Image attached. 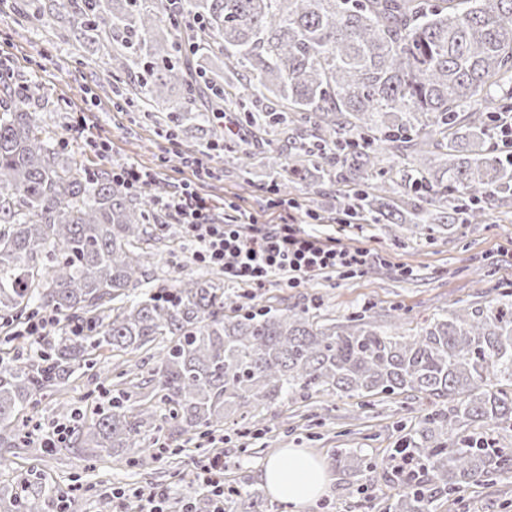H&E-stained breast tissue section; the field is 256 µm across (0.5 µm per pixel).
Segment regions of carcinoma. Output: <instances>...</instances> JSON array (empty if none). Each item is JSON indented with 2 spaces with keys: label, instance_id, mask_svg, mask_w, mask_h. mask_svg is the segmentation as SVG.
<instances>
[{
  "label": "carcinoma",
  "instance_id": "obj_1",
  "mask_svg": "<svg viewBox=\"0 0 512 512\" xmlns=\"http://www.w3.org/2000/svg\"><path fill=\"white\" fill-rule=\"evenodd\" d=\"M71 11L88 52L104 38L92 23L126 32L161 61L131 94L177 125L209 129L210 113L258 109L270 91L278 109L249 117L251 145L266 127H288V144L247 150L237 167L248 181L254 162L286 193L301 183L310 199L336 188V211L358 224H411L452 235L466 219L512 211V157L490 147L508 120L512 96V0H59L43 11ZM199 24L178 31L168 18ZM247 66L227 94L220 65ZM180 91L177 100L171 99ZM31 97L14 81L0 95V312L48 309L59 340L36 360L0 359V444L15 448L18 415L79 369L113 376L112 397L91 422L67 409L76 440L130 464L170 461L182 437L206 439L230 423L242 439L284 394L368 398L406 395L429 407L406 435L422 475L383 506L364 512H443L449 497L512 473V448H488L476 425L512 432V290L461 305L401 332L373 320L372 302L339 321L321 303L279 307L264 296L243 311L241 293L219 279L179 280L164 293L147 267L165 247V217L100 172L49 146ZM165 346L148 376L129 387L126 355ZM112 352L99 365L97 352ZM153 447H143L147 434ZM140 449L137 459L126 450ZM354 474L373 465L340 455ZM214 497L188 512H213ZM265 512L258 493L224 487V512ZM0 512H42L40 497L0 488Z\"/></svg>",
  "mask_w": 512,
  "mask_h": 512
}]
</instances>
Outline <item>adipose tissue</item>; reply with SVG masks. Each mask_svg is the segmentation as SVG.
<instances>
[{
    "mask_svg": "<svg viewBox=\"0 0 512 512\" xmlns=\"http://www.w3.org/2000/svg\"><path fill=\"white\" fill-rule=\"evenodd\" d=\"M262 480L276 499L300 505L324 491L327 474L310 453L286 448L266 460Z\"/></svg>",
    "mask_w": 512,
    "mask_h": 512,
    "instance_id": "adipose-tissue-1",
    "label": "adipose tissue"
}]
</instances>
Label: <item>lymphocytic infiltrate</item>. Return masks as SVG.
<instances>
[{
    "instance_id": "lymphocytic-infiltrate-1",
    "label": "lymphocytic infiltrate",
    "mask_w": 512,
    "mask_h": 512,
    "mask_svg": "<svg viewBox=\"0 0 512 512\" xmlns=\"http://www.w3.org/2000/svg\"><path fill=\"white\" fill-rule=\"evenodd\" d=\"M192 178L175 191L157 196L154 206L177 224L181 238L200 264L221 271L228 284H246L262 291L275 279L295 288L325 270L347 274L378 262L367 247L348 248L340 241L319 239L301 229L291 203L273 201L276 221L257 224L254 217L235 208L218 211L197 184L211 171L200 160L188 164Z\"/></svg>"
}]
</instances>
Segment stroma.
I'll use <instances>...</instances> for the list:
<instances>
[{
	"label": "stroma",
	"mask_w": 512,
	"mask_h": 512,
	"mask_svg": "<svg viewBox=\"0 0 512 512\" xmlns=\"http://www.w3.org/2000/svg\"><path fill=\"white\" fill-rule=\"evenodd\" d=\"M16 10L0 18V61L16 80L30 90L41 107L47 141L62 157L82 162L90 171L111 169L133 162L160 171L169 188L189 178L180 158L168 152L170 140L181 150H201L207 143L202 132L193 138L176 134L165 113L151 112L143 103L126 102L125 93L134 81L143 79L154 59L140 57L136 68L118 76L108 72L112 42H105L95 55H88L69 29L64 15L44 22L35 8L49 0H16ZM82 114L93 136L110 141L112 151L103 157L77 141L68 127L75 114ZM215 178L200 183L202 193L221 203L239 202L242 211L267 223L273 215L267 187L269 173L255 171L256 188L246 201H239L240 177L232 154L216 158ZM310 232L331 236L349 247H368L385 258V265H372L363 273L342 277L317 276L300 287L279 282L267 287L268 294L294 304L313 294L324 297L327 317L340 318L357 304L370 300L376 305L378 324L389 320L391 305L407 315L406 328L449 313L456 302L479 300L482 293L512 289V217L491 219L483 224H459L453 236L435 241L412 237L407 227L396 224H313ZM171 250L155 259L156 278L151 287L169 286L172 279L188 276L198 264L184 250L174 227H167ZM101 379L95 371H77L71 386L61 393L42 396L34 408L25 411L34 428L24 448L0 447V485L39 492L43 512H101L102 493L162 492L169 500L186 501L201 492L196 473L205 464L199 440L190 441L181 455L180 474L152 467H131L106 463L97 449L65 438L53 451L40 448V431L64 422L63 404L91 411L99 402ZM268 428L256 432L249 447H241L232 428H225L224 476L242 483L248 490H262V467L284 448H301L322 459L327 467L328 485L316 500L302 506L267 498V512H363L367 491L386 499L396 493L388 455L398 447L404 430L410 427V411L397 399L371 398L366 410L356 400L318 396L305 400L284 397L263 411ZM352 448L374 465L372 471L344 473L338 455ZM449 512H512V474L494 485L466 489L460 503Z\"/></svg>",
	"instance_id": "stroma-1"
}]
</instances>
